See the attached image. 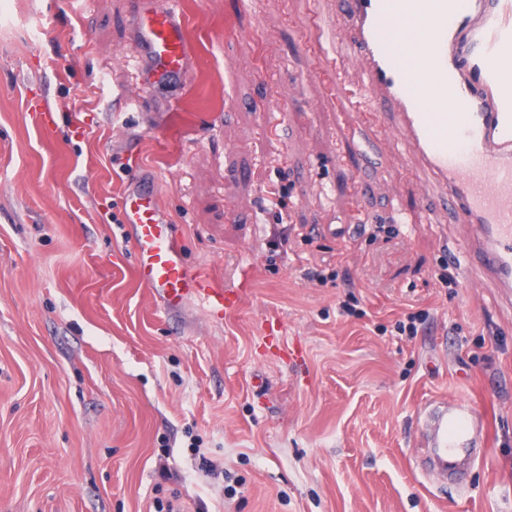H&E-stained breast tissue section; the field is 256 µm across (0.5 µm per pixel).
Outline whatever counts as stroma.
<instances>
[{
    "mask_svg": "<svg viewBox=\"0 0 512 512\" xmlns=\"http://www.w3.org/2000/svg\"><path fill=\"white\" fill-rule=\"evenodd\" d=\"M178 2L196 52L143 87L138 0H0V512H512V311L388 120L340 110L336 0ZM142 176L235 313L168 317L141 284ZM459 398L486 450L460 489L418 466L421 413Z\"/></svg>",
    "mask_w": 512,
    "mask_h": 512,
    "instance_id": "obj_1",
    "label": "stroma"
}]
</instances>
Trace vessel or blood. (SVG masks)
<instances>
[{"instance_id":"b4317fda","label":"vessel or blood","mask_w":512,"mask_h":512,"mask_svg":"<svg viewBox=\"0 0 512 512\" xmlns=\"http://www.w3.org/2000/svg\"><path fill=\"white\" fill-rule=\"evenodd\" d=\"M344 26L330 43L337 57L362 70L361 96L389 114L393 129L420 164L425 181L447 199L465 249L467 271L512 304V0H341ZM427 18L416 57L399 53V25ZM129 25L148 65L179 75L192 46L177 0L135 11ZM430 90L433 112L422 98ZM123 224L134 245L139 276L168 307L195 302L214 317L236 308L235 294L214 287L185 265L169 229L155 180L128 183ZM437 465L455 473L473 460L477 419L466 400L423 417Z\"/></svg>"}]
</instances>
